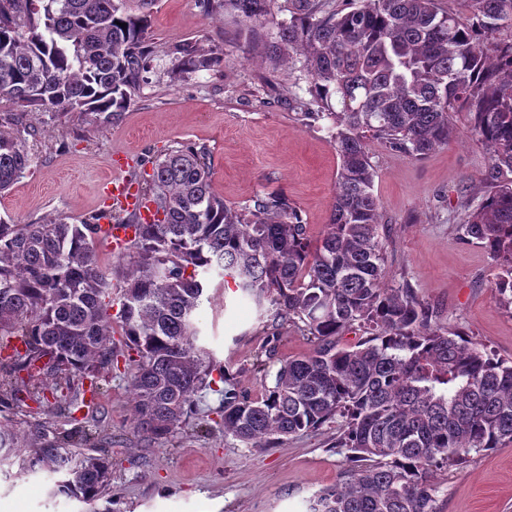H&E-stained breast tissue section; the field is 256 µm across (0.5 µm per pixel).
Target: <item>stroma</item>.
<instances>
[{"label":"stroma","instance_id":"35a3bbf8","mask_svg":"<svg viewBox=\"0 0 512 512\" xmlns=\"http://www.w3.org/2000/svg\"><path fill=\"white\" fill-rule=\"evenodd\" d=\"M231 20L206 18L198 0H155L150 42L154 67L118 120L102 126L79 112H30L34 161L8 193L0 217L22 222L64 218L80 223L105 206L103 180L122 158L126 176L143 158L185 145L205 150L216 192L242 208L252 198L281 194L300 211L312 236L330 219L339 158L326 120L301 117L307 83L299 70L269 71L247 60L248 47ZM191 42L224 54V68L173 75L171 50ZM459 135L448 147L418 158L370 146L373 193L388 226L385 266L390 284L408 282L444 321L502 358L512 357V312L492 294L497 268L481 245L464 238L456 211L462 188L478 186L488 155L472 140L465 113L453 116ZM207 345L237 388L263 391L256 362L278 335L277 358L311 344L297 328L275 325L244 293L217 290L199 317ZM103 394L79 412L95 436L71 448L73 458L106 455L110 489L92 502L53 495L54 477L0 466V504L19 512H306L314 493L333 485L343 468L336 427L257 449L226 436L220 394L203 390L173 436L145 440L131 425L130 375L102 370ZM18 436L66 427L55 402L27 393L11 402ZM440 512H512V444L465 466L438 471Z\"/></svg>","mask_w":512,"mask_h":512}]
</instances>
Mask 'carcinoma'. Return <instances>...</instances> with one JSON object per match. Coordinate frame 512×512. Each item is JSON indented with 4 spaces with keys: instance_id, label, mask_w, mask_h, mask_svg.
Segmentation results:
<instances>
[{
    "instance_id": "obj_1",
    "label": "carcinoma",
    "mask_w": 512,
    "mask_h": 512,
    "mask_svg": "<svg viewBox=\"0 0 512 512\" xmlns=\"http://www.w3.org/2000/svg\"><path fill=\"white\" fill-rule=\"evenodd\" d=\"M130 0H0V194L32 164L30 126L6 133L16 112H85L108 124L124 112L152 68L149 15ZM465 23L437 0H284L275 41L271 0H200L207 16L247 26L271 69L301 63L311 103L301 116L328 119L339 169L329 231L312 239L280 195L238 209L214 189L201 149L187 145L151 161L141 192L154 220L112 210L78 224L63 218L0 219V359L17 394L34 373L89 380L64 396L72 420L95 399L101 370H130L134 429L163 438L203 389L219 393L224 435L253 447L336 424L345 463L336 483L307 499V512H439L433 474L512 443V360L461 337L404 281L386 283L381 206L372 191L370 143L424 157L457 137L467 114L486 149L480 195L460 206L459 228L500 269L496 299L512 310V0H467ZM126 27H121V24ZM181 72L224 66L221 52L173 49ZM135 228L116 274L124 349L112 346V288L98 259L101 221ZM269 302L275 319L311 338L312 349L256 364L264 392L251 398L204 345L198 316L213 276ZM358 329L354 344L343 336ZM83 430L37 431L26 446L0 420V466L22 459L54 475L55 492L94 500L108 486L105 456L75 461L64 449ZM33 452L29 460L25 450Z\"/></svg>"
}]
</instances>
